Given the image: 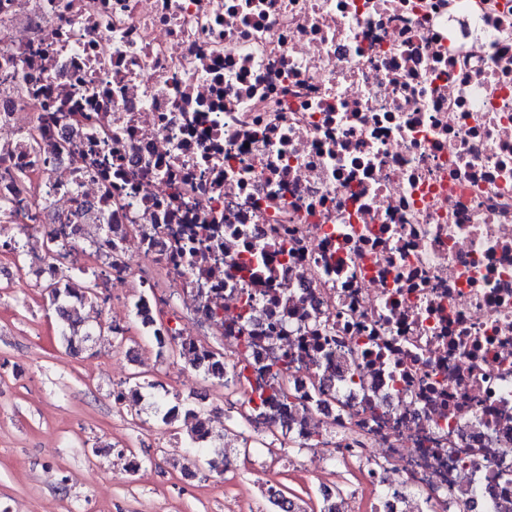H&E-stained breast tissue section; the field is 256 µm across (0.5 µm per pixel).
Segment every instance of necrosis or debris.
Returning a JSON list of instances; mask_svg holds the SVG:
<instances>
[{
  "mask_svg": "<svg viewBox=\"0 0 512 512\" xmlns=\"http://www.w3.org/2000/svg\"><path fill=\"white\" fill-rule=\"evenodd\" d=\"M0 223L219 337L213 414L355 512H512V0H0Z\"/></svg>",
  "mask_w": 512,
  "mask_h": 512,
  "instance_id": "4bbe7bcc",
  "label": "necrosis or debris"
}]
</instances>
